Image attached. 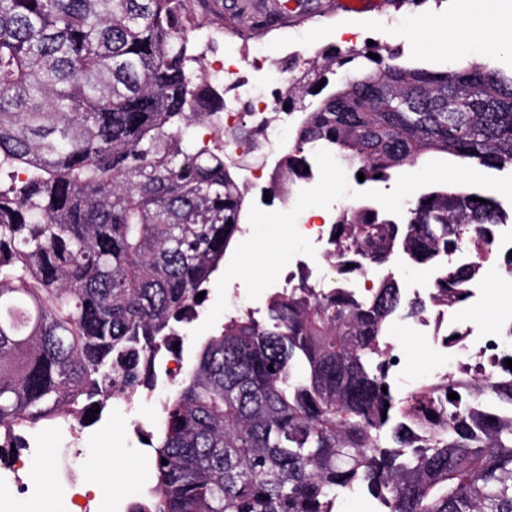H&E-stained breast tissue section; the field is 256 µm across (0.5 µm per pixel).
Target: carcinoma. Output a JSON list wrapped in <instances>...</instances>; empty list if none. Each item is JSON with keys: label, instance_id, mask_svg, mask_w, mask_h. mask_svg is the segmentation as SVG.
<instances>
[{"label": "carcinoma", "instance_id": "1", "mask_svg": "<svg viewBox=\"0 0 512 512\" xmlns=\"http://www.w3.org/2000/svg\"><path fill=\"white\" fill-rule=\"evenodd\" d=\"M203 24L187 0H0V173L12 178L0 188V437L86 422L136 391L243 232L236 153L280 113L296 124L273 196L310 176L316 149L366 183L433 153L512 165V76L408 65L367 44L290 58L275 111L199 141L193 131L224 111L193 67L189 33ZM510 219L463 186L424 192L400 215L341 210L325 255L336 275L397 257L430 264L429 300L404 301L389 275L359 296L302 272L269 295L263 320L229 317L163 404L156 483L129 512H335L356 489L388 512H512V416L490 410L512 406V372L471 374L446 407L453 372L382 392L391 318L461 307L492 227ZM461 247L479 260L446 265Z\"/></svg>", "mask_w": 512, "mask_h": 512}]
</instances>
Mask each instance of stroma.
Segmentation results:
<instances>
[{
    "instance_id": "1",
    "label": "stroma",
    "mask_w": 512,
    "mask_h": 512,
    "mask_svg": "<svg viewBox=\"0 0 512 512\" xmlns=\"http://www.w3.org/2000/svg\"><path fill=\"white\" fill-rule=\"evenodd\" d=\"M218 0H189L193 13L211 19V31L215 38L210 44H202L200 34H191L190 40L196 51L212 58L224 53V31L243 25L244 20L235 13L238 0L222 1L223 10H215ZM305 13H289L287 20L279 24L267 42L268 55L275 60L288 53H296L308 59L328 46H340L335 31L346 28L363 30L366 39L375 45L399 48L403 61L424 66L432 70L452 68L461 60L479 62L512 70V48L493 41H477L458 44L457 38L471 24L465 0H423L422 4L395 5L387 0L384 11L402 16L401 26L390 33L382 34L376 29L375 17H365L336 11L334 0H305ZM432 19L443 24L440 33L425 28V20ZM399 345L406 357V372L415 378L424 377L432 369L454 370L458 362L456 355L437 356L432 347L412 329H405L398 337ZM151 387V386H150ZM150 387L139 386L133 398L138 407L137 417L127 416L120 402L112 401L104 408L99 420L69 439L62 424L46 423L34 429L24 430V437H37L41 453L29 462L33 481L40 486L46 499L51 502L52 512H61L68 499L66 490L59 486L55 475L57 450L66 443L74 447L89 449L92 467L89 481L101 499H112L125 504L146 500L155 484L150 466L151 452L132 453L125 451L127 441L144 433L149 443H156L158 423L162 416V404L151 399Z\"/></svg>"
}]
</instances>
